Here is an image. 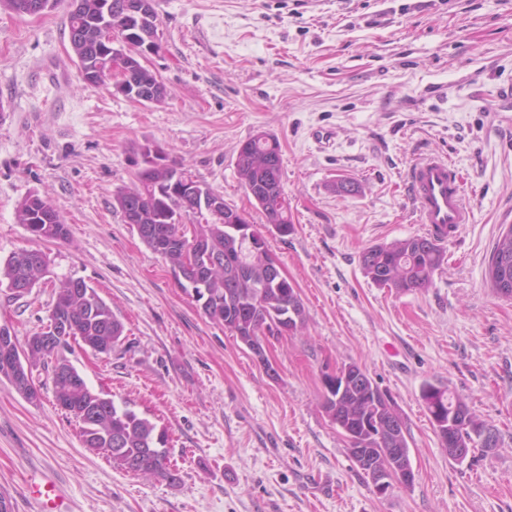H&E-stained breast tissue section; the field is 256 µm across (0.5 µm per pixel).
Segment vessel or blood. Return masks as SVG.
Wrapping results in <instances>:
<instances>
[{
    "label": "vessel or blood",
    "mask_w": 512,
    "mask_h": 512,
    "mask_svg": "<svg viewBox=\"0 0 512 512\" xmlns=\"http://www.w3.org/2000/svg\"><path fill=\"white\" fill-rule=\"evenodd\" d=\"M412 199L417 206V221L428 234L448 239L457 236L470 223L471 212L464 202V192L447 158L429 156L417 161L409 172ZM27 494L38 501L39 512H57L58 499L51 483H31Z\"/></svg>",
    "instance_id": "vessel-or-blood-1"
}]
</instances>
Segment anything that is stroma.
Wrapping results in <instances>:
<instances>
[{
	"label": "stroma",
	"mask_w": 512,
	"mask_h": 512,
	"mask_svg": "<svg viewBox=\"0 0 512 512\" xmlns=\"http://www.w3.org/2000/svg\"><path fill=\"white\" fill-rule=\"evenodd\" d=\"M162 49L148 66L161 104L87 86L67 7L40 17L0 7V260L41 249L52 272L28 295L0 285V326L42 331L65 278L95 289L125 326L111 354L71 344L96 392L165 429L172 485L84 445L54 399L50 367L28 402L0 377V491L37 512L30 481L56 485L65 512H512V300L487 280L512 226V0H156ZM281 146L294 231L270 250L306 320L268 338L270 378L214 324L114 207L147 140L252 224L266 223L236 169L240 145ZM448 156L470 224L444 243L422 292L376 286L364 248L419 235L413 162ZM357 182L337 195L338 178ZM47 196L66 240L35 241L18 204ZM358 364L406 426L415 480L377 497L323 412V376ZM449 388L497 436L448 456L420 398Z\"/></svg>",
	"instance_id": "obj_1"
}]
</instances>
